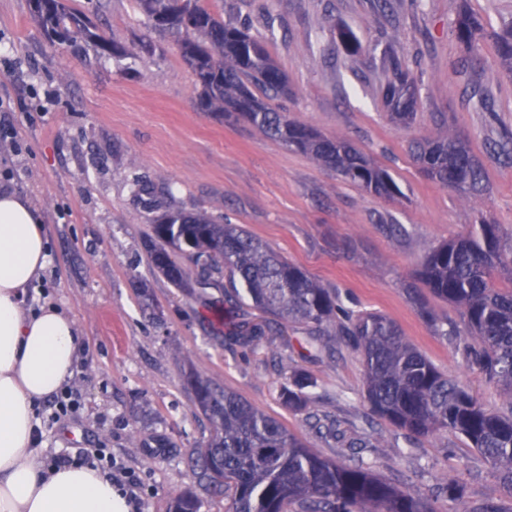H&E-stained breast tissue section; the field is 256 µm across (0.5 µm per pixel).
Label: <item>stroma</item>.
I'll list each match as a JSON object with an SVG mask.
<instances>
[{
  "label": "stroma",
  "instance_id": "obj_1",
  "mask_svg": "<svg viewBox=\"0 0 512 512\" xmlns=\"http://www.w3.org/2000/svg\"><path fill=\"white\" fill-rule=\"evenodd\" d=\"M220 0L225 21L245 25L288 78L273 105L291 121L348 138L388 168L401 192L373 195L335 171L268 138L241 119L201 108L195 77L176 35L153 28L134 0H72L92 31L127 51L51 44L30 0H0V189L29 199L39 214L49 263L29 290V308L50 303L74 320L85 358L68 389L81 404L42 431L44 460L104 449L133 474L132 512H169L190 490L201 512H224L223 495L198 483L192 461L209 422L185 387L195 369L277 418L321 455L344 460L315 437L305 413L288 409L280 383L291 370L318 383L311 411L370 438L374 471L455 512L443 488L458 481L468 512L489 501L512 512L497 472L450 430L407 437L365 401L361 354L337 341L316 355L302 326L274 329L260 345L227 334L214 307L231 295L225 278L186 293L154 272L147 251L153 211H204L242 225L336 293L349 310L377 312L440 371L488 408L507 412L498 389L467 366L455 340L434 332L403 285L417 279L425 251L467 234L479 219L512 233V160L493 144L512 133V73L492 34L512 0ZM481 24L458 41L461 13ZM349 33L361 53L345 49ZM151 44V51L140 48ZM398 56L414 62L420 105L410 127L392 119L382 96ZM450 128L482 165L486 192L469 196L428 179L411 141ZM156 188V208L135 196L133 176Z\"/></svg>",
  "mask_w": 512,
  "mask_h": 512
}]
</instances>
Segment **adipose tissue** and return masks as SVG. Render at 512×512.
Segmentation results:
<instances>
[{
	"instance_id": "adipose-tissue-1",
	"label": "adipose tissue",
	"mask_w": 512,
	"mask_h": 512,
	"mask_svg": "<svg viewBox=\"0 0 512 512\" xmlns=\"http://www.w3.org/2000/svg\"><path fill=\"white\" fill-rule=\"evenodd\" d=\"M47 263L28 201L0 192V512H130L110 474L88 464L46 466L37 445L35 409L73 379L82 354L70 317L25 306Z\"/></svg>"
}]
</instances>
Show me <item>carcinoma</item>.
<instances>
[{"instance_id":"carcinoma-1","label":"carcinoma","mask_w":512,"mask_h":512,"mask_svg":"<svg viewBox=\"0 0 512 512\" xmlns=\"http://www.w3.org/2000/svg\"><path fill=\"white\" fill-rule=\"evenodd\" d=\"M52 2L53 8L37 15L52 44L94 42L104 51L126 55L112 38L92 32L67 0ZM187 12L180 51L196 76L205 109L246 120L374 195L399 193L389 171L370 162L347 139L323 136L270 107L269 99L288 95V84L263 42L245 27L224 21L203 0H187ZM477 29L478 22L468 15L455 24L457 38L466 43L473 41ZM492 38L499 57L512 64V18ZM390 73L386 104L396 121L408 125L414 119L418 86L398 59L390 61ZM411 152L441 185L468 194L483 191L479 161L449 129L413 142ZM151 224L147 247L154 271L178 288H207L213 274H223L267 318L236 325V334L248 344L269 336L273 320L305 327L317 346L329 351L326 326L343 316L341 334L364 360L370 411L417 436L441 429L460 434L498 472L512 495V411L487 410L465 385L409 343L392 321L378 313L349 315L334 293L241 225L179 210L155 215ZM177 253L194 261L195 282L176 261ZM511 264L512 236L483 221L468 236L428 249L419 280L432 295L461 310L463 325L448 331L428 311L423 312L425 319L438 335L457 336L470 366L499 386L512 407V286L502 288L494 280L497 268ZM186 384L211 424L208 442L195 460L196 475L224 493L225 512H433L427 501L374 474L361 455L369 441L346 435L336 419L307 413L315 435L351 449L352 460L346 464L321 456L279 420L213 381L191 373ZM315 387L312 375L295 370L284 377L280 393L288 408L303 411ZM171 512H201V501L191 491L182 492L173 498Z\"/></svg>"}]
</instances>
